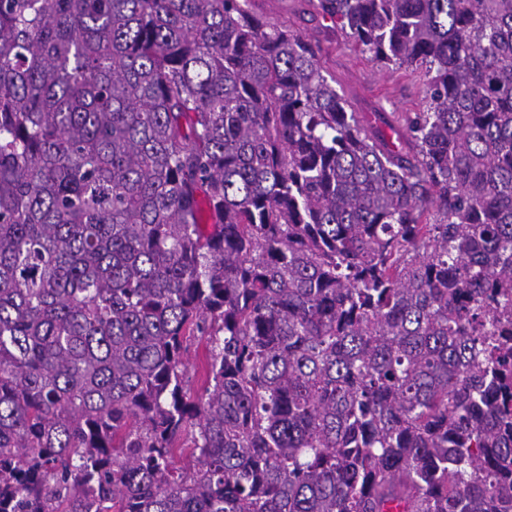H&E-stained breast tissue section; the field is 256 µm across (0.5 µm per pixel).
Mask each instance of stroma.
Returning <instances> with one entry per match:
<instances>
[{
  "instance_id": "1",
  "label": "stroma",
  "mask_w": 512,
  "mask_h": 512,
  "mask_svg": "<svg viewBox=\"0 0 512 512\" xmlns=\"http://www.w3.org/2000/svg\"><path fill=\"white\" fill-rule=\"evenodd\" d=\"M317 0H248L249 9L264 20L284 24L316 50L323 74L333 80L350 109L372 116L381 112L401 127L407 116L425 106V80L410 68L391 70L372 61L316 9Z\"/></svg>"
}]
</instances>
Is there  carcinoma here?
<instances>
[{"label": "carcinoma", "instance_id": "cac0c4a2", "mask_svg": "<svg viewBox=\"0 0 512 512\" xmlns=\"http://www.w3.org/2000/svg\"><path fill=\"white\" fill-rule=\"evenodd\" d=\"M318 7L403 129L241 0H0V512H512V0ZM188 352L186 361L189 369L188 388L192 396L200 394L206 384V366L208 351L206 343L191 336L187 341Z\"/></svg>", "mask_w": 512, "mask_h": 512}]
</instances>
